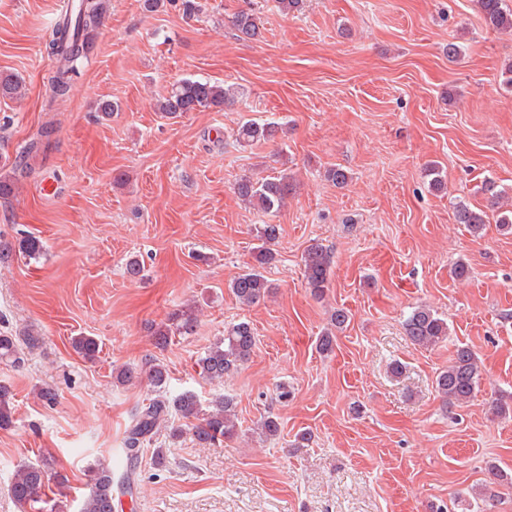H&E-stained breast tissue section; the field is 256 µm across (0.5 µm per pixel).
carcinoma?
Segmentation results:
<instances>
[{
  "label": "carcinoma",
  "mask_w": 512,
  "mask_h": 512,
  "mask_svg": "<svg viewBox=\"0 0 512 512\" xmlns=\"http://www.w3.org/2000/svg\"><path fill=\"white\" fill-rule=\"evenodd\" d=\"M485 23L499 31L512 32V6L507 0H477ZM106 10L102 0H78L77 6L64 13L55 22L48 54L53 62L51 102L62 101L72 83L80 75V69L89 53V39L103 26ZM231 24L236 36L242 40L253 39L259 34L258 16L254 11L242 10L236 13ZM22 95L21 80L11 74H0V98L14 99ZM237 91L232 85H219L206 80L183 79L175 83L166 96L158 102V111L175 119L187 112L206 109L222 110L235 102ZM281 127L274 123L246 121L236 129L235 141L244 146L276 139ZM294 178L287 172L276 176L254 180L250 177L239 179L234 192L242 203L265 214L278 212L285 206L288 196L294 190ZM483 191L488 194V206L498 212L499 227L512 232V203L505 190L497 189L496 182L487 178ZM454 218L463 224L474 236L487 223V213L481 208L467 204L456 206ZM280 235V225L260 224L255 227V237L260 245L255 250V264L247 267L231 282L230 288L238 302L250 307L267 297L273 285L264 274L265 266L274 259L272 246ZM331 252L319 242L310 244L303 257L304 276L314 296L322 297L330 288L332 273ZM346 309L337 308L330 316V329L321 336L319 349L328 352L333 349L335 332L342 330L349 322ZM197 319L192 307H181L172 312L166 322L152 331L154 344L159 349L168 346L174 336H189L195 332ZM409 340L419 347H432L448 339L447 320L425 305L415 307L404 322ZM40 337L29 333L19 338L0 333V360L20 359L22 349L40 347ZM256 345L253 328L247 321H239L224 328V336L209 346L198 361L200 375L209 381H224V376L237 371L248 362ZM73 349L83 358L93 361L99 353V343L90 336H77L72 340ZM147 375L154 396L138 407L131 418L123 442V452L129 463L126 471L115 472L112 464L99 459L90 470V488L81 503L80 512H112L114 492L133 493L136 485L134 463L145 449L153 445L159 430H169L168 436L179 440L185 435L201 446L216 445L233 439L238 433L236 403L229 396L216 397L204 404L198 395L190 390L171 394L168 390L169 375L163 363L156 359L145 362V369L125 367L114 373V380L122 385L132 383L141 375ZM481 370L478 354L468 346L455 349L447 368L435 378V390L449 405L468 402L479 385ZM14 394L0 384V429L14 424ZM261 433L269 439L281 433L279 418L270 413L260 422ZM51 480V467L47 459L39 463L23 462L17 466L10 493L21 512H43L45 487Z\"/></svg>",
  "instance_id": "obj_1"
}]
</instances>
